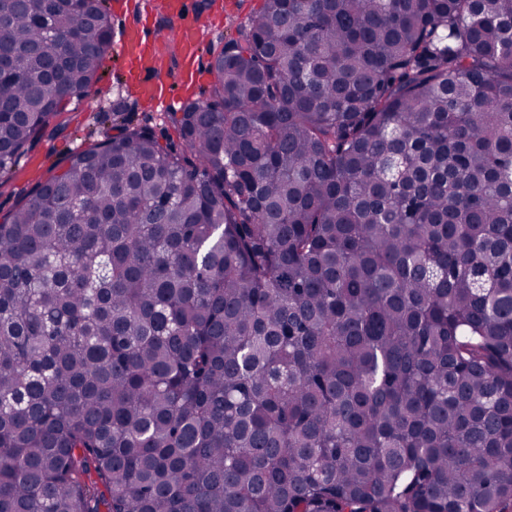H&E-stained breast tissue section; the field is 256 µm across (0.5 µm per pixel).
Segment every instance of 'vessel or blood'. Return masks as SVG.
Here are the masks:
<instances>
[{
    "mask_svg": "<svg viewBox=\"0 0 512 512\" xmlns=\"http://www.w3.org/2000/svg\"><path fill=\"white\" fill-rule=\"evenodd\" d=\"M155 9L179 21L173 42L138 25L124 31L119 54L128 66L127 79L143 99L168 108L178 105L176 88L193 84L203 67V35L206 29L197 15L188 10L186 0H156ZM177 49L182 58L178 71H170V49Z\"/></svg>",
    "mask_w": 512,
    "mask_h": 512,
    "instance_id": "vessel-or-blood-1",
    "label": "vessel or blood"
}]
</instances>
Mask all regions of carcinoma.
<instances>
[{"instance_id": "cac0c4a2", "label": "carcinoma", "mask_w": 512, "mask_h": 512, "mask_svg": "<svg viewBox=\"0 0 512 512\" xmlns=\"http://www.w3.org/2000/svg\"><path fill=\"white\" fill-rule=\"evenodd\" d=\"M104 0H0V172ZM209 99L0 223V512H512V0H263Z\"/></svg>"}]
</instances>
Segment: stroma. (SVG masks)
Returning a JSON list of instances; mask_svg holds the SVG:
<instances>
[{
    "mask_svg": "<svg viewBox=\"0 0 512 512\" xmlns=\"http://www.w3.org/2000/svg\"><path fill=\"white\" fill-rule=\"evenodd\" d=\"M192 12L223 16L212 28L205 45L207 57H214L224 42L237 37L238 30L263 0H187ZM102 76L79 104L68 105L51 121L46 133L25 151L11 171L0 174V217L12 210L24 193L37 182L54 175L71 153L89 148L111 132L124 118L148 124L158 137H176L177 131L165 112L150 102L127 96L124 61L116 48H109L102 62Z\"/></svg>",
    "mask_w": 512,
    "mask_h": 512,
    "instance_id": "stroma-1",
    "label": "stroma"
}]
</instances>
